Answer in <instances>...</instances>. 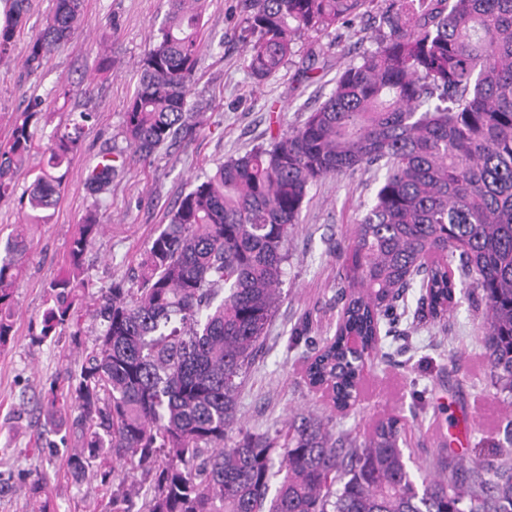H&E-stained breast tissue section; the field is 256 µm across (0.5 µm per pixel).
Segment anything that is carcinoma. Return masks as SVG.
Segmentation results:
<instances>
[{
    "mask_svg": "<svg viewBox=\"0 0 512 512\" xmlns=\"http://www.w3.org/2000/svg\"><path fill=\"white\" fill-rule=\"evenodd\" d=\"M206 0H167L140 60L125 137L147 159L189 136ZM378 0H243L245 58L259 81L278 76L296 36L328 35ZM0 59L14 46L29 0H6ZM83 0H53L28 43L26 73L71 41ZM376 48L338 75L303 125L220 164L181 194L169 224L115 280L92 313L95 344L76 379L49 389L47 419L72 426L82 448L75 480L97 469L110 512H512V465L469 467L442 458L438 474H411L396 417L360 441L336 439L332 419L300 414L274 433H251L238 394L264 344L288 262V237L310 188L328 176L378 167L384 180L357 224L343 264L344 301L333 340L306 357L313 387L334 406L359 389L363 351L400 291L421 278L431 318L445 324L455 277L485 303L495 384L512 394V0H388ZM53 132L47 169L19 199L45 224L92 112ZM43 113L32 109L0 144V201L35 150ZM118 166L88 169L96 198ZM102 230L95 208L68 244L67 269L48 283L40 340L81 333L74 295L89 287L84 256ZM29 250L15 235L0 254V348L14 336L12 304Z\"/></svg>",
    "mask_w": 512,
    "mask_h": 512,
    "instance_id": "cac0c4a2",
    "label": "carcinoma"
}]
</instances>
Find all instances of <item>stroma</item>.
I'll return each instance as SVG.
<instances>
[{
	"mask_svg": "<svg viewBox=\"0 0 512 512\" xmlns=\"http://www.w3.org/2000/svg\"><path fill=\"white\" fill-rule=\"evenodd\" d=\"M51 9L52 0H31L13 54L0 61V141L8 139L28 104L40 102L44 113L35 130L36 148L15 177L17 191L45 168L49 136L65 127L70 113L92 112L96 118L85 130L48 223H25L17 203L0 204V246L20 231L30 241L15 293V335L0 349V512H40L29 489L37 478L45 486L50 512H108L111 491L99 477L91 473L77 481L68 472L67 459L80 444L77 430L69 425L54 430L44 416L50 384L80 371L97 336V324L87 318L80 344H72L66 334L52 341L36 338L47 307V284L66 268L77 224L93 207L104 226L85 257L91 286L78 293L77 304L89 315L100 290L123 277L169 223L180 194L228 158L267 142L271 132L301 126L329 96L337 75L373 47L375 23L366 16L328 36L300 35L279 75L259 83L244 63L248 39L242 0H207L198 70L187 96L197 125L187 140L142 160L125 138V111L150 32L167 10L165 0H85L74 44L54 52L37 76L23 78L27 45ZM104 53L115 60L106 75L96 70ZM62 83L73 89L66 103L54 98ZM105 151L123 159L125 167L111 193L95 200L84 177ZM383 175L373 167L327 177L311 188L288 238L279 307L264 350L239 393L241 422L262 433L315 411L333 415L337 436L354 439L396 416L404 426L407 464L417 475L448 453L471 464L512 459V445L504 436L512 406L493 384L486 326L471 289H456L444 331L414 319L420 290L409 289L405 314L381 327V340L351 408L333 409L304 377L305 339L321 343L335 333L339 308L334 296L344 257ZM449 413L456 426L446 423Z\"/></svg>",
	"mask_w": 512,
	"mask_h": 512,
	"instance_id": "obj_1",
	"label": "stroma"
}]
</instances>
